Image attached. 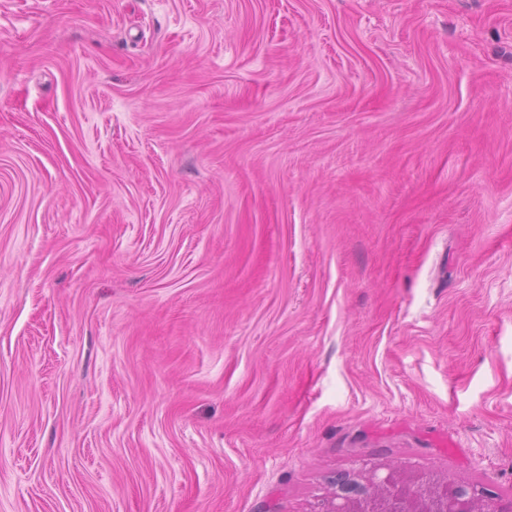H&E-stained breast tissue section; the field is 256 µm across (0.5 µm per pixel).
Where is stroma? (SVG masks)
I'll use <instances>...</instances> for the list:
<instances>
[{"label":"stroma","mask_w":512,"mask_h":512,"mask_svg":"<svg viewBox=\"0 0 512 512\" xmlns=\"http://www.w3.org/2000/svg\"><path fill=\"white\" fill-rule=\"evenodd\" d=\"M512 491V0H0V512ZM400 461L366 462L336 474L314 512H512V492L429 472Z\"/></svg>","instance_id":"35a3bbf8"}]
</instances>
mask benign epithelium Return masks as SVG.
I'll return each instance as SVG.
<instances>
[{"label":"benign epithelium","mask_w":512,"mask_h":512,"mask_svg":"<svg viewBox=\"0 0 512 512\" xmlns=\"http://www.w3.org/2000/svg\"><path fill=\"white\" fill-rule=\"evenodd\" d=\"M314 512H512V492L414 473L400 461L366 462L336 474Z\"/></svg>","instance_id":"1"}]
</instances>
